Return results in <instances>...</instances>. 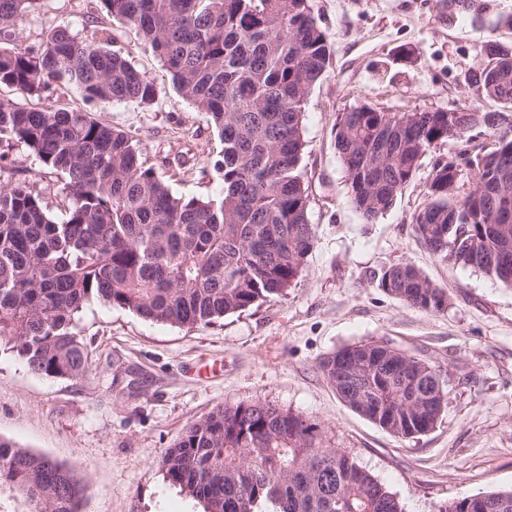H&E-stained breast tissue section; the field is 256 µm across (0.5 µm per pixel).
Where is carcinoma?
<instances>
[{"label":"carcinoma","instance_id":"cac0c4a2","mask_svg":"<svg viewBox=\"0 0 512 512\" xmlns=\"http://www.w3.org/2000/svg\"><path fill=\"white\" fill-rule=\"evenodd\" d=\"M46 0H0V87L30 98L57 82L87 103H152L156 86L119 51L114 31L91 40L47 29L34 51L12 45L18 23ZM136 28L178 96L204 112L223 143L208 198L174 194L146 166L139 143L82 107H19L0 98V146L23 145L65 175V217L54 219L25 182L0 186V339L37 374L79 379L89 353L76 316L93 301L176 326L208 325L280 298L313 247L311 187L302 174L304 107L326 72V32L309 0H98ZM504 111L340 112L335 147L350 202L372 222L393 204L434 145L480 126L499 132L489 150L458 153L428 175L429 202L414 217L442 259L512 286V46L472 77ZM473 175L465 188L464 170ZM378 287L427 311L447 296L419 268L386 269ZM352 410L399 438L433 430L448 403L435 365L380 341L340 348L319 362ZM160 464L205 512H404L347 452L326 448L303 415L262 400L219 406L193 423ZM27 512H81L88 482L75 468L0 439V485ZM461 495L440 512H512V490Z\"/></svg>","mask_w":512,"mask_h":512}]
</instances>
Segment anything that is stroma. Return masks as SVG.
I'll use <instances>...</instances> for the list:
<instances>
[{"mask_svg":"<svg viewBox=\"0 0 512 512\" xmlns=\"http://www.w3.org/2000/svg\"><path fill=\"white\" fill-rule=\"evenodd\" d=\"M326 32L330 62L303 118V173L316 237L286 296L208 326L146 321L88 303L77 331L91 369L80 379L32 372L0 340V438L74 466L87 478L82 512H203L159 465L194 422L224 404L263 400L302 414L323 445L377 476L405 512H439L459 495L512 489V287L448 263L416 234L427 179L454 142L431 148L393 207L365 222L349 200L334 147L338 113L367 105L386 112L476 105L500 111L467 82L483 42L512 44L502 19L512 0H309ZM91 39L115 27L116 49L156 84L149 106L92 105L96 117L139 140L148 166L185 197L220 192L212 170L222 144L207 116L179 101L170 77L132 28L114 24L97 0H50L13 39L39 48L51 25ZM24 181L53 216L68 200L62 174L16 146L0 184ZM410 263L447 294L444 310L404 304L378 286L382 271ZM384 341L427 360L447 383L448 407L429 433L401 439L351 410L319 369L343 346Z\"/></svg>","mask_w":512,"mask_h":512,"instance_id":"1","label":"stroma"}]
</instances>
